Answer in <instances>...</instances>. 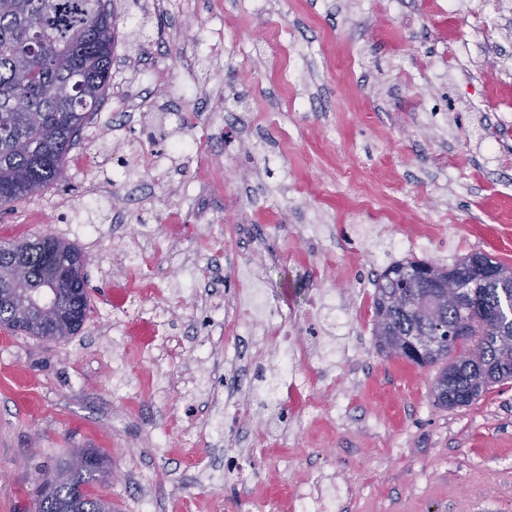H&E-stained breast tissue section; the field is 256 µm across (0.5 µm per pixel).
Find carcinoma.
<instances>
[{"label":"carcinoma","mask_w":512,"mask_h":512,"mask_svg":"<svg viewBox=\"0 0 512 512\" xmlns=\"http://www.w3.org/2000/svg\"><path fill=\"white\" fill-rule=\"evenodd\" d=\"M116 30L109 0H0V209L39 196L63 175L66 155L80 131L99 110L111 79ZM476 260L506 266L472 253L452 266L425 260L396 262L375 282V347L419 366L441 365L432 387L442 408L468 406L490 386L512 379V278L485 279L472 269ZM428 268L448 285L473 292L488 322L461 301L442 309L443 323L460 320L476 333L468 344L437 353L398 348L390 338L410 340L431 325L403 307H385L386 296L402 288L421 290L407 279ZM82 289L70 309L57 312L55 335L69 338L84 324L89 310L85 256L77 246L51 235L0 242V325L28 336L46 338L35 320V305L53 311L62 294L59 276ZM105 457L86 448L63 459L52 476L72 474L70 481L40 491L36 512H112V503L94 496L87 485L103 482Z\"/></svg>","instance_id":"cac0c4a2"}]
</instances>
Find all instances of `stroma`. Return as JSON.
Masks as SVG:
<instances>
[{
    "instance_id": "stroma-1",
    "label": "stroma",
    "mask_w": 512,
    "mask_h": 512,
    "mask_svg": "<svg viewBox=\"0 0 512 512\" xmlns=\"http://www.w3.org/2000/svg\"><path fill=\"white\" fill-rule=\"evenodd\" d=\"M111 0L118 44L97 116L45 199L0 212V241L50 234L86 256L90 309L66 340L0 327V512H34L36 478L94 448L111 481L91 490L112 512H285L277 488L322 475L330 512H512V382L454 410L432 394L437 367L379 354L373 279L393 263L452 266L481 252L512 267V0ZM150 115L130 123L125 100ZM183 113L199 149L155 160L166 114ZM207 241L211 294L291 316L319 294L343 300L309 370L318 416L289 415L255 483L203 482L238 452L201 431L183 446L186 412L223 395V374L187 351L205 343L206 302L166 252ZM144 244L141 279L157 340L113 335L103 291L114 257ZM263 377L241 396L259 432L272 415L280 349L245 348Z\"/></svg>"
}]
</instances>
